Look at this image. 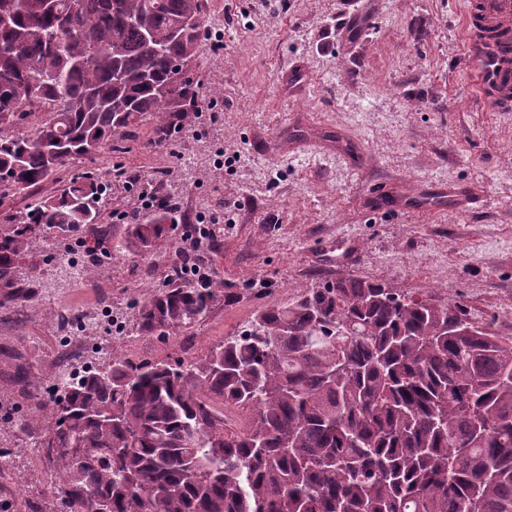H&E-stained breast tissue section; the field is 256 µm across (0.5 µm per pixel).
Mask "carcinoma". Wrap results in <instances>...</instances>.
Returning <instances> with one entry per match:
<instances>
[{
    "mask_svg": "<svg viewBox=\"0 0 512 512\" xmlns=\"http://www.w3.org/2000/svg\"><path fill=\"white\" fill-rule=\"evenodd\" d=\"M200 15V0H0V126L50 113L31 134L0 130V188L33 193L148 114L172 139L196 96L177 74ZM107 188L77 173L0 228V287L36 230L99 224ZM175 221L146 209L121 246L147 253ZM215 297L189 280L151 295L140 331L183 330ZM45 412L70 512H512V338L378 283L310 288L193 360L114 356Z\"/></svg>",
    "mask_w": 512,
    "mask_h": 512,
    "instance_id": "carcinoma-1",
    "label": "carcinoma"
}]
</instances>
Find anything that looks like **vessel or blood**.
I'll use <instances>...</instances> for the list:
<instances>
[{"instance_id":"obj_1","label":"vessel or blood","mask_w":512,"mask_h":512,"mask_svg":"<svg viewBox=\"0 0 512 512\" xmlns=\"http://www.w3.org/2000/svg\"><path fill=\"white\" fill-rule=\"evenodd\" d=\"M464 18L482 99L495 111L512 112V0H465ZM475 199L469 188L443 186L431 195L407 194L405 204L463 209Z\"/></svg>"}]
</instances>
